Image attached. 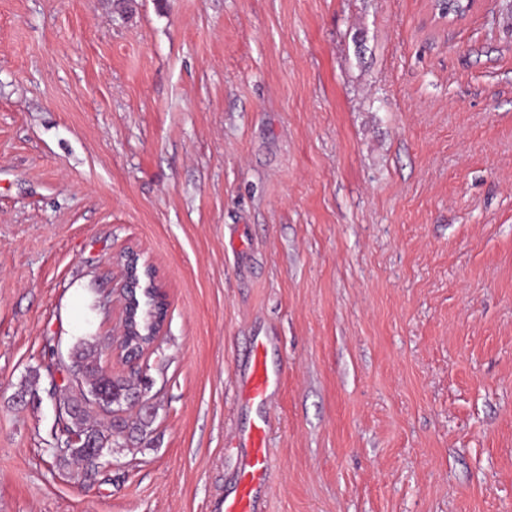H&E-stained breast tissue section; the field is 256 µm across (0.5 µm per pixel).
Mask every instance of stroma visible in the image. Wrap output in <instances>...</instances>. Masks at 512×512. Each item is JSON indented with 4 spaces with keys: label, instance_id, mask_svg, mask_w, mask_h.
Returning a JSON list of instances; mask_svg holds the SVG:
<instances>
[{
    "label": "stroma",
    "instance_id": "1",
    "mask_svg": "<svg viewBox=\"0 0 512 512\" xmlns=\"http://www.w3.org/2000/svg\"><path fill=\"white\" fill-rule=\"evenodd\" d=\"M131 249L156 419L66 466L61 358ZM260 423L261 512H512V13L0 0V512H224ZM140 255L137 252L129 251L126 254V258L123 263L122 270V288L127 289H139L143 288L140 272L142 271L143 276L147 279V286L145 288L153 289L158 293L159 300L163 301L161 289L156 283V270L153 264L145 262L141 269L139 267ZM261 346L256 345L252 354L251 372L247 383V396L250 400L264 402L268 397V391L272 384L277 383L270 377L266 367L260 359Z\"/></svg>",
    "mask_w": 512,
    "mask_h": 512
}]
</instances>
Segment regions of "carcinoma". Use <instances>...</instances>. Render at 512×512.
Segmentation results:
<instances>
[{
  "mask_svg": "<svg viewBox=\"0 0 512 512\" xmlns=\"http://www.w3.org/2000/svg\"><path fill=\"white\" fill-rule=\"evenodd\" d=\"M102 349L96 341L81 338L71 346L67 358L73 376L72 390L59 400L57 409L72 429L90 436L102 447L118 443L133 444L147 434L154 422V410L140 409L139 418L130 422L119 415L123 407L133 404L139 393V379L112 378L100 367ZM109 417L102 423L98 414Z\"/></svg>",
  "mask_w": 512,
  "mask_h": 512,
  "instance_id": "carcinoma-1",
  "label": "carcinoma"
}]
</instances>
